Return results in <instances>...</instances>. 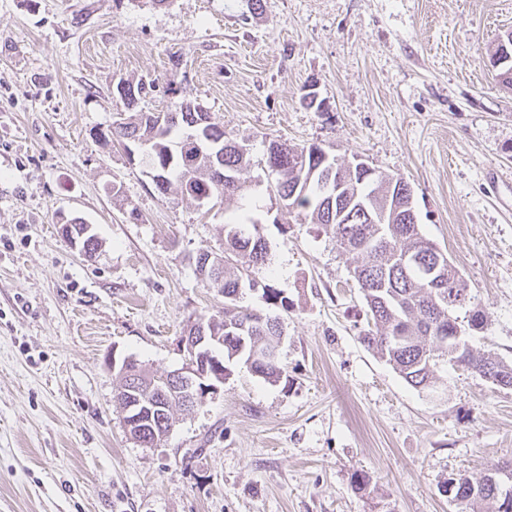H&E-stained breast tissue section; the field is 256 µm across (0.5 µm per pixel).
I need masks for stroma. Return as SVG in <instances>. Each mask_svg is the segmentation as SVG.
I'll return each mask as SVG.
<instances>
[{
	"instance_id": "stroma-1",
	"label": "stroma",
	"mask_w": 512,
	"mask_h": 512,
	"mask_svg": "<svg viewBox=\"0 0 512 512\" xmlns=\"http://www.w3.org/2000/svg\"><path fill=\"white\" fill-rule=\"evenodd\" d=\"M512 0H0V512H459L448 478L512 461V389L442 365L412 388L360 341L363 297L317 224H278L259 161L316 143L403 176L426 237L477 292L475 349L512 361V89L487 65ZM139 106L191 101L245 145V202L269 248L283 375L240 361L147 447L128 436L116 359L184 363L224 297L196 274L236 203L158 196L107 135L119 80ZM315 86L320 109L301 97ZM91 224L93 258L63 219ZM364 475V489L354 478Z\"/></svg>"
}]
</instances>
